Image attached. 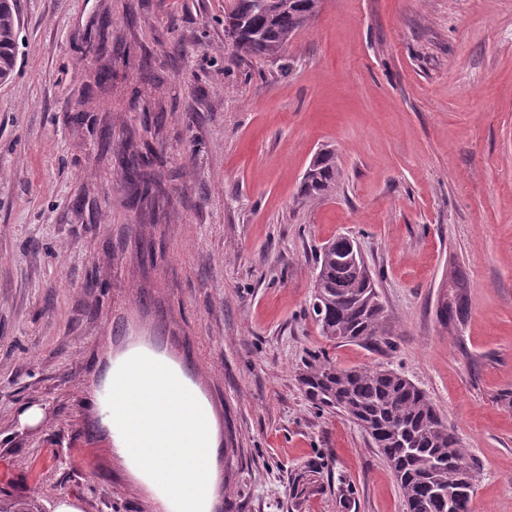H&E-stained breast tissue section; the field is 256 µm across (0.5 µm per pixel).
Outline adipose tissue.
I'll return each mask as SVG.
<instances>
[{
	"label": "adipose tissue",
	"mask_w": 512,
	"mask_h": 512,
	"mask_svg": "<svg viewBox=\"0 0 512 512\" xmlns=\"http://www.w3.org/2000/svg\"><path fill=\"white\" fill-rule=\"evenodd\" d=\"M93 403L113 455L161 512H213L220 429L207 395L180 363L131 342L110 357Z\"/></svg>",
	"instance_id": "ef3b65f1"
}]
</instances>
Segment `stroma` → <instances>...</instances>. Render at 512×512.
<instances>
[{
    "label": "stroma",
    "mask_w": 512,
    "mask_h": 512,
    "mask_svg": "<svg viewBox=\"0 0 512 512\" xmlns=\"http://www.w3.org/2000/svg\"><path fill=\"white\" fill-rule=\"evenodd\" d=\"M233 0H17L0 85V489L155 512L86 396L141 338L209 397L215 512H403L364 433L302 376L396 371L468 448L475 512H512V0H324L280 60L238 58ZM160 161L162 223L123 183ZM336 196L300 199L321 149ZM376 273L385 344L308 312L322 246ZM464 291L463 320L442 321ZM36 407L40 422L21 426Z\"/></svg>",
    "instance_id": "obj_1"
}]
</instances>
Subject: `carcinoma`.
<instances>
[{"instance_id":"carcinoma-1","label":"carcinoma","mask_w":512,"mask_h":512,"mask_svg":"<svg viewBox=\"0 0 512 512\" xmlns=\"http://www.w3.org/2000/svg\"><path fill=\"white\" fill-rule=\"evenodd\" d=\"M235 0L224 24L241 29L233 48L239 57L279 59L292 36L319 14L322 0ZM19 19L10 0H0V82L12 79ZM149 157L127 160V183L153 215L165 217L152 195L155 174ZM341 169L334 153L316 154L303 173L300 194L307 202L336 193ZM312 315L329 341L376 344L387 335L384 308L374 276L350 240L340 237L323 247L316 261ZM307 396L332 407L359 426L384 456L396 480L404 512H473L476 472L468 449L429 396L401 374L374 367L341 369L328 361L314 364L302 378ZM0 512H45L35 497H0Z\"/></svg>"}]
</instances>
